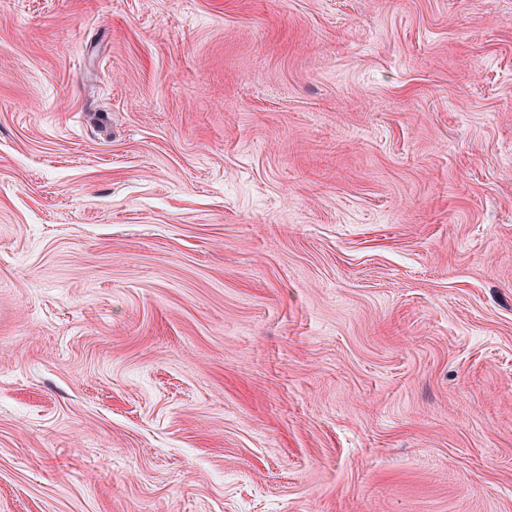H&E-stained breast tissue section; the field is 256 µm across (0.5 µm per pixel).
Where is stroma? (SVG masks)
<instances>
[{
	"label": "stroma",
	"instance_id": "35a3bbf8",
	"mask_svg": "<svg viewBox=\"0 0 512 512\" xmlns=\"http://www.w3.org/2000/svg\"><path fill=\"white\" fill-rule=\"evenodd\" d=\"M0 512H512V0H0Z\"/></svg>",
	"mask_w": 512,
	"mask_h": 512
}]
</instances>
